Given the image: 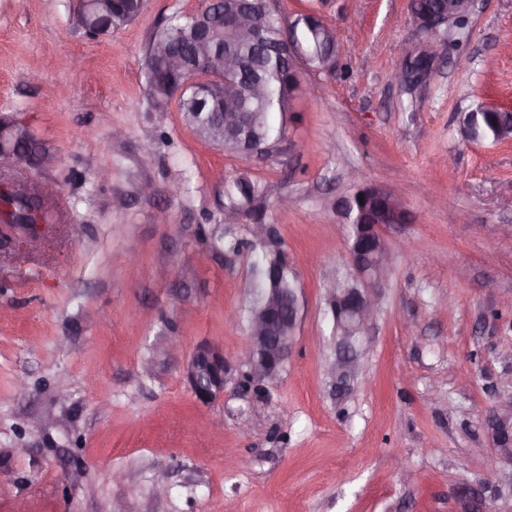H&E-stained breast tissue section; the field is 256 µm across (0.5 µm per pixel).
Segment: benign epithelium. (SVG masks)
I'll list each match as a JSON object with an SVG mask.
<instances>
[{
	"label": "benign epithelium",
	"instance_id": "7a95c632",
	"mask_svg": "<svg viewBox=\"0 0 512 512\" xmlns=\"http://www.w3.org/2000/svg\"><path fill=\"white\" fill-rule=\"evenodd\" d=\"M416 28L425 31L417 47V55L434 62L442 50L441 27L449 21L444 16L434 18L412 17ZM264 15L256 9H226L221 17L220 29L235 37L250 34L257 37L263 29ZM201 57L209 64L206 76L195 73L189 83L212 85L219 79L221 71L233 72L243 67V57L229 43L224 54L213 52L211 42L203 37L197 41ZM35 138L31 129L20 121L0 115V157H11L25 163L39 165L50 162L41 155L35 157L26 151V144ZM359 183L358 191L368 198V204L357 215L358 237L349 246L350 265L354 285L340 290L337 284L326 289L328 304L336 316V322L347 334L346 340L363 339L373 326L379 307L381 285L380 270L393 260V251L387 244L383 229L388 224L402 221V212L397 192L392 188H378L361 183V176H354ZM43 225L31 224L23 236L13 233L12 225H0V243L13 241L36 244L41 238ZM300 312V294L271 296L263 313L251 326L249 345L241 356L251 379L259 385L274 383L291 352L295 329ZM339 354L333 373L343 371L353 359L356 347L347 343L338 344ZM228 361L224 352L208 345L200 346L193 354L187 369L186 379L195 397L209 403L224 393ZM486 427L496 447L504 448L501 434L512 436V402L495 404L486 415Z\"/></svg>",
	"mask_w": 512,
	"mask_h": 512
}]
</instances>
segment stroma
Instances as JSON below:
<instances>
[{"label":"stroma","mask_w":512,"mask_h":512,"mask_svg":"<svg viewBox=\"0 0 512 512\" xmlns=\"http://www.w3.org/2000/svg\"><path fill=\"white\" fill-rule=\"evenodd\" d=\"M206 3L145 0L90 38L79 0H0V114L56 159L2 158L0 179L60 187L38 247L0 246V512H512V458L484 426L512 399V141L460 134L477 106L512 107V0H476L414 87L397 79L420 39L409 0H324L336 72L300 65L323 92L298 95L286 139L254 157L147 95L152 36ZM352 169L399 187L406 221L384 229L381 308L338 379L325 286L351 270L334 203ZM241 172L266 194L238 217L224 185ZM258 222L301 302L260 396L241 387L234 319ZM202 345L230 363L211 404L185 378Z\"/></svg>","instance_id":"obj_1"}]
</instances>
